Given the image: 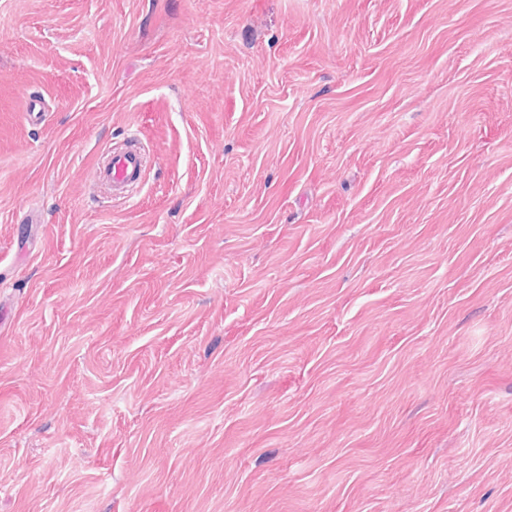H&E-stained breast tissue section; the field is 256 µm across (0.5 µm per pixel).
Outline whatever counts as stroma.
<instances>
[{
    "instance_id": "35a3bbf8",
    "label": "stroma",
    "mask_w": 512,
    "mask_h": 512,
    "mask_svg": "<svg viewBox=\"0 0 512 512\" xmlns=\"http://www.w3.org/2000/svg\"><path fill=\"white\" fill-rule=\"evenodd\" d=\"M0 512H512V0H0ZM144 166L145 156L141 148L131 146L113 151L108 163L96 169L95 179L109 186L113 196L122 198L137 182Z\"/></svg>"
}]
</instances>
